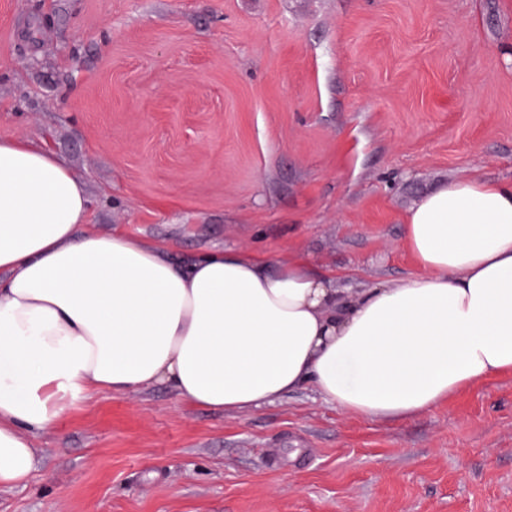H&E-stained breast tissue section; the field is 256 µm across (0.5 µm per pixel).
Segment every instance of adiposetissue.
<instances>
[{
	"label": "adipose tissue",
	"instance_id": "1",
	"mask_svg": "<svg viewBox=\"0 0 512 512\" xmlns=\"http://www.w3.org/2000/svg\"><path fill=\"white\" fill-rule=\"evenodd\" d=\"M85 185L0 138V488L34 439L99 391L164 384L209 410L312 387L398 421L512 374V181L447 180L408 210L418 270L342 296L331 276L227 249L186 263L124 232L80 231Z\"/></svg>",
	"mask_w": 512,
	"mask_h": 512
}]
</instances>
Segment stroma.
Listing matches in <instances>:
<instances>
[{"mask_svg": "<svg viewBox=\"0 0 512 512\" xmlns=\"http://www.w3.org/2000/svg\"><path fill=\"white\" fill-rule=\"evenodd\" d=\"M0 138L85 181L83 231L392 286L421 195L512 180V0H0ZM35 442L0 512H512L511 374L399 421L103 391Z\"/></svg>", "mask_w": 512, "mask_h": 512, "instance_id": "obj_1", "label": "stroma"}]
</instances>
